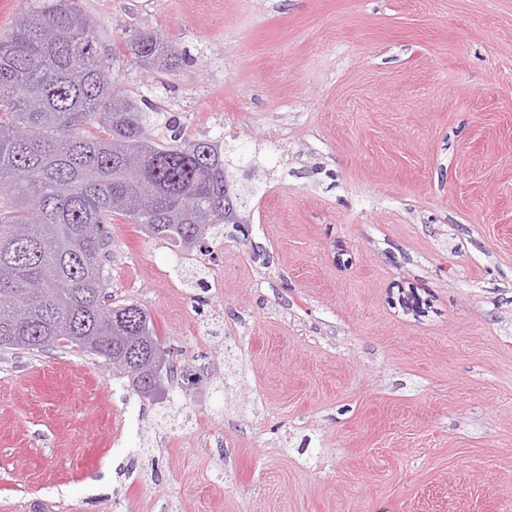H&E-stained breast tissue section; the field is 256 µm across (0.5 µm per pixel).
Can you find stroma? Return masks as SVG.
Returning <instances> with one entry per match:
<instances>
[{"label":"stroma","mask_w":512,"mask_h":512,"mask_svg":"<svg viewBox=\"0 0 512 512\" xmlns=\"http://www.w3.org/2000/svg\"><path fill=\"white\" fill-rule=\"evenodd\" d=\"M81 3L191 57L123 78L220 140L246 222L109 224L155 394L0 351V512H512V0Z\"/></svg>","instance_id":"35a3bbf8"}]
</instances>
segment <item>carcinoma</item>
Here are the masks:
<instances>
[{
	"label": "carcinoma",
	"mask_w": 512,
	"mask_h": 512,
	"mask_svg": "<svg viewBox=\"0 0 512 512\" xmlns=\"http://www.w3.org/2000/svg\"><path fill=\"white\" fill-rule=\"evenodd\" d=\"M163 75L186 65L169 37L128 24L112 61ZM247 200L219 141L120 86L79 0H37L0 33V347L62 346L150 376L168 350L139 305L112 300L100 260L120 216L190 251L240 222ZM29 320L18 323L17 311Z\"/></svg>",
	"instance_id": "obj_1"
}]
</instances>
